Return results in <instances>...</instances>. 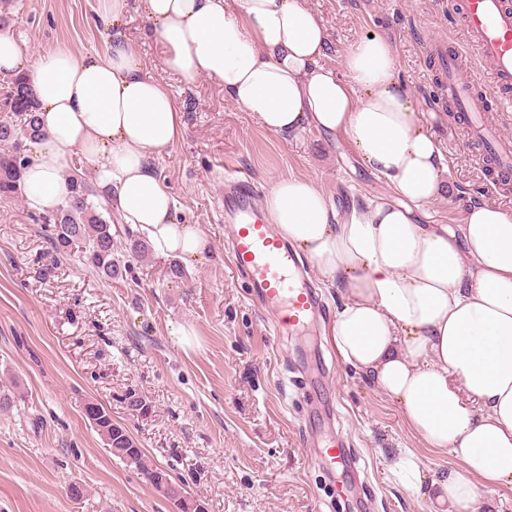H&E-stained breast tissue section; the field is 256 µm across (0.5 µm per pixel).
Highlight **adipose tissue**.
<instances>
[{
  "instance_id": "adipose-tissue-1",
  "label": "adipose tissue",
  "mask_w": 512,
  "mask_h": 512,
  "mask_svg": "<svg viewBox=\"0 0 512 512\" xmlns=\"http://www.w3.org/2000/svg\"><path fill=\"white\" fill-rule=\"evenodd\" d=\"M133 9L165 47L164 72L217 81L276 135L344 137L392 189L394 200L341 213L310 181L290 177L274 183L264 214L337 285L343 302L330 339L343 361L452 456L429 478L399 449L402 485L435 495L448 512H477L482 489L512 490V211L478 203L455 228L416 223V208L445 196L448 159L418 120L385 37L361 38L340 77L323 63L327 32L302 0H101L110 36L92 53L31 57L0 32V72L27 74L45 133L24 168L28 210L59 207L64 170L81 157L100 201L156 252L186 263L209 252L196 225L176 222L155 166L181 139L183 118L120 28Z\"/></svg>"
}]
</instances>
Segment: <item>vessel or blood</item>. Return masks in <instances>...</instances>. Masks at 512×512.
<instances>
[{"label": "vessel or blood", "mask_w": 512, "mask_h": 512, "mask_svg": "<svg viewBox=\"0 0 512 512\" xmlns=\"http://www.w3.org/2000/svg\"><path fill=\"white\" fill-rule=\"evenodd\" d=\"M453 6L464 31L468 49L448 54L443 39L429 38L422 44L425 57L440 64L443 79L440 102L451 104L471 133L470 147L491 167L497 183L512 181V135L492 121L481 78H461L458 65L470 53L492 66L493 81L512 84V0H454ZM259 190L249 176H232L224 181V222L230 228L228 253L244 279L252 300L271 312L276 335L297 336L323 319L325 312L312 288L309 275L293 250L268 224L258 203ZM305 445L317 448L329 465H359L345 441L316 443L305 435Z\"/></svg>", "instance_id": "vessel-or-blood-1"}]
</instances>
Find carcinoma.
I'll use <instances>...</instances> for the list:
<instances>
[{
	"label": "carcinoma",
	"instance_id": "carcinoma-1",
	"mask_svg": "<svg viewBox=\"0 0 512 512\" xmlns=\"http://www.w3.org/2000/svg\"><path fill=\"white\" fill-rule=\"evenodd\" d=\"M3 109L0 118V198H15L21 194L22 173L32 145L43 136L31 83L18 75L5 81ZM68 196L54 213L44 217L48 238L55 250L66 254L77 248L92 271L104 279L123 275L113 249L112 211L94 199L91 183L79 172L66 176ZM126 250L143 258L151 251L146 237L130 233ZM85 417L102 436L108 448L123 450L119 459L134 467L147 481H152L159 468L146 462L139 443L122 425L110 420L105 408L95 402L84 406Z\"/></svg>",
	"mask_w": 512,
	"mask_h": 512
}]
</instances>
